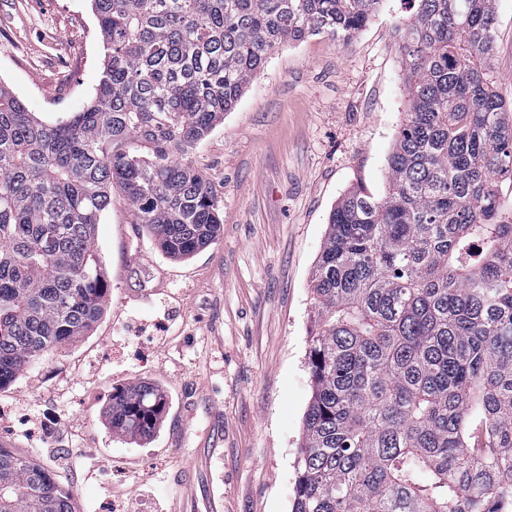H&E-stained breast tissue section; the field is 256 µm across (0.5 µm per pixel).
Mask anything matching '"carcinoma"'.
<instances>
[{
	"instance_id": "carcinoma-1",
	"label": "carcinoma",
	"mask_w": 512,
	"mask_h": 512,
	"mask_svg": "<svg viewBox=\"0 0 512 512\" xmlns=\"http://www.w3.org/2000/svg\"><path fill=\"white\" fill-rule=\"evenodd\" d=\"M105 50L88 105L53 121L0 84V389L89 335L110 286L96 227L120 192L161 252L221 231L189 152L284 41L348 44L383 0H91ZM408 110L387 190L332 208L312 277L311 398L292 512H512V113L491 65L496 0H409ZM165 398L112 391V434ZM0 512H74L32 456L0 445Z\"/></svg>"
}]
</instances>
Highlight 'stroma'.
Masks as SVG:
<instances>
[{"label":"stroma","mask_w":512,"mask_h":512,"mask_svg":"<svg viewBox=\"0 0 512 512\" xmlns=\"http://www.w3.org/2000/svg\"><path fill=\"white\" fill-rule=\"evenodd\" d=\"M408 14L383 0L349 44L312 36L269 57L188 155L223 201L220 236L192 258L164 255L113 195L97 227L103 317L0 390V440L51 468L77 512H291L312 271L337 200L387 189ZM103 60L90 0H0V83L39 117L82 111ZM492 66L512 105V0H496ZM137 381L166 405L157 432L130 442L104 410Z\"/></svg>","instance_id":"stroma-1"}]
</instances>
